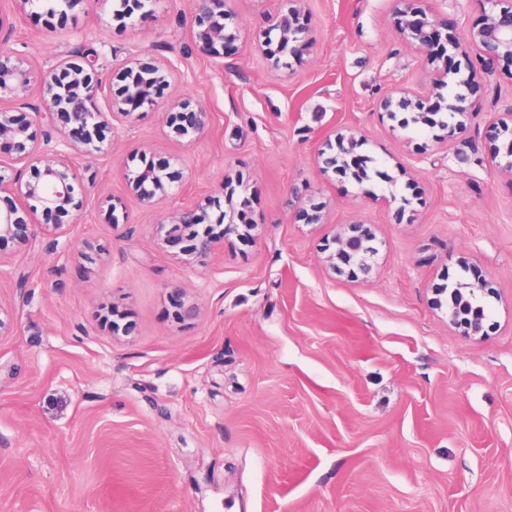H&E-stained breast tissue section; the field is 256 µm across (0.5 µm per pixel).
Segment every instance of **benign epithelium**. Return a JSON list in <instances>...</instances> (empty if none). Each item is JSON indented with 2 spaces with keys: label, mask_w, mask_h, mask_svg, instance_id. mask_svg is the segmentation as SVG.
<instances>
[{
  "label": "benign epithelium",
  "mask_w": 512,
  "mask_h": 512,
  "mask_svg": "<svg viewBox=\"0 0 512 512\" xmlns=\"http://www.w3.org/2000/svg\"><path fill=\"white\" fill-rule=\"evenodd\" d=\"M18 14L44 8L62 17L83 10L92 0H14ZM228 0H192L194 26L192 42L203 53L224 64V57L240 38V26L235 13L227 8ZM481 14L480 23L471 27L448 25L438 14L418 7L400 11L397 27L405 44L416 51L435 46L446 48L447 55L434 67L433 87H444L449 76L466 92H450L444 103H431L429 97L413 90L402 95H387L379 109L389 115L396 110L414 113L412 121L429 126L433 115L442 110L456 118L448 127V135L467 131L476 105L471 95L481 87L487 76L501 74L512 81V0H469ZM16 16L0 12V99L16 103L11 110H0V265L5 263L3 251L10 244L22 248L36 238L34 216L47 219L80 214L85 207L88 191L77 176L78 161L99 153V131L114 115L133 124L140 109L153 107L161 89L169 79L179 74L174 63L164 66L137 59H127L103 72L86 56L71 54L53 64L40 61L30 52L4 49L13 30ZM306 41L305 29L299 24L297 9L288 7L265 32L261 43L262 55L278 62L282 54H296ZM41 90L37 102L29 101L33 88ZM109 89L111 111L102 112L95 104L98 94ZM495 102L502 103L494 113V123L512 137V100L502 99L496 89ZM167 136L194 141L206 128L209 113L194 108L187 100L171 104L165 112ZM35 125H46L49 131L39 138ZM354 138L339 133L335 142L327 143L321 152L323 169L346 168L345 155ZM489 164L499 172L512 176V140L490 149ZM21 168H15V165ZM34 167L32 178L24 179V168ZM126 180L139 201L147 206L172 195L175 176L169 166L148 165L129 170ZM205 207L201 203L173 210L158 225L163 244L176 247L185 261L191 262L212 253L224 240V233L236 232L237 225L227 224L220 231L208 225L201 232L188 229L201 224ZM371 232L364 224H351L347 231L335 237V248L325 258L327 265L341 272L353 268L352 275L368 278L372 265L367 256ZM448 320L461 329L466 337L484 335L487 314L466 299L448 308Z\"/></svg>",
  "instance_id": "1"
}]
</instances>
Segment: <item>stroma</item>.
<instances>
[{
    "label": "stroma",
    "mask_w": 512,
    "mask_h": 512,
    "mask_svg": "<svg viewBox=\"0 0 512 512\" xmlns=\"http://www.w3.org/2000/svg\"><path fill=\"white\" fill-rule=\"evenodd\" d=\"M115 3L21 18L9 41L50 64L80 51L180 74L160 109L103 129L112 152L82 161L88 206L56 253L41 234L0 267V512H512V177L488 163L493 92L453 139L380 111L430 90L397 0H304L311 45L288 68L253 43L282 0H234L241 38L220 66L191 41L189 0L127 26ZM183 98L210 114L190 144L163 126ZM339 130L390 182L323 171ZM168 161L178 190L143 206L126 170ZM238 179L251 237L190 265L158 245L169 211L208 198L217 216ZM106 196L126 223L106 222ZM311 201L320 223L300 218ZM353 223L375 235L367 279L324 263ZM466 268L492 287L483 337L433 304Z\"/></svg>",
    "instance_id": "1"
}]
</instances>
